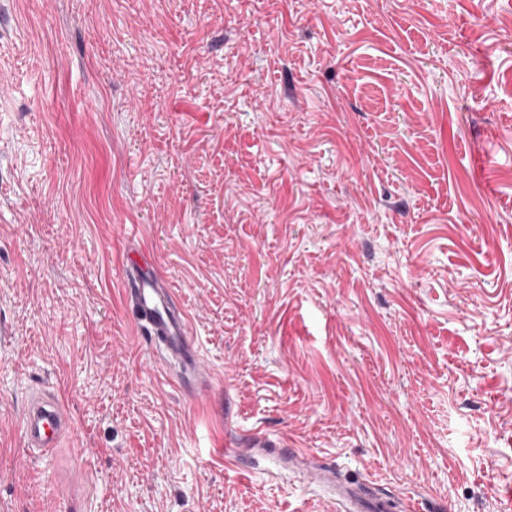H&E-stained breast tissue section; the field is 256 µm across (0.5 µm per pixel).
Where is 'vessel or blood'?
<instances>
[{"mask_svg": "<svg viewBox=\"0 0 512 512\" xmlns=\"http://www.w3.org/2000/svg\"><path fill=\"white\" fill-rule=\"evenodd\" d=\"M123 286L134 320L147 334L158 357L178 365L180 383L208 384L209 375L189 333L187 313L173 289L158 277L143 273L133 255L125 263ZM72 431L71 416L55 391L36 389L29 393L21 417V434L28 450L52 457ZM257 454L277 457L286 467L312 469L314 478L335 492L340 512H394L391 498L371 485L339 480L334 468L316 464L309 451L293 447L283 438L252 441L227 462L242 465Z\"/></svg>", "mask_w": 512, "mask_h": 512, "instance_id": "1", "label": "vessel or blood"}]
</instances>
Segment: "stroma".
<instances>
[{
	"label": "stroma",
	"mask_w": 512,
	"mask_h": 512,
	"mask_svg": "<svg viewBox=\"0 0 512 512\" xmlns=\"http://www.w3.org/2000/svg\"><path fill=\"white\" fill-rule=\"evenodd\" d=\"M139 249L200 394L129 314ZM263 436L512 512V0H0V512H338L225 465ZM72 431L71 416L55 391L29 393L21 417V434L28 450L51 458Z\"/></svg>",
	"instance_id": "stroma-1"
}]
</instances>
